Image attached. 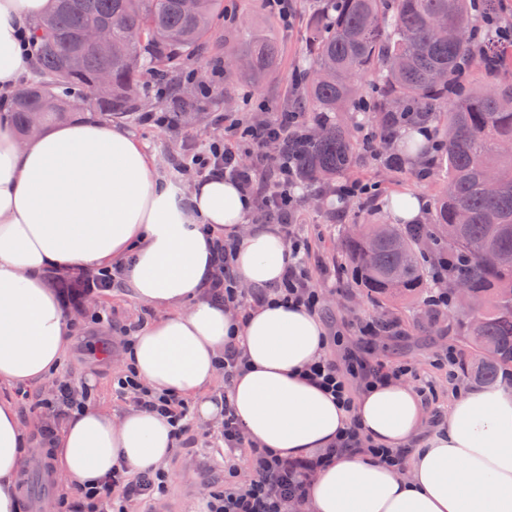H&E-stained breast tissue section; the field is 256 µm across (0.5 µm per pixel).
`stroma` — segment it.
Segmentation results:
<instances>
[{
	"label": "stroma",
	"mask_w": 512,
	"mask_h": 512,
	"mask_svg": "<svg viewBox=\"0 0 512 512\" xmlns=\"http://www.w3.org/2000/svg\"><path fill=\"white\" fill-rule=\"evenodd\" d=\"M291 5L293 18L286 22L270 13L263 0H224V16L198 69L200 77L211 87L209 93L199 96L201 121L198 125L158 126L142 117L122 120V127L141 141L167 178L185 184L193 181L194 172L181 166L188 150L228 139L226 98L235 99L238 111L246 116L264 122L276 121L290 79L299 70L307 27L318 11L317 0H291ZM255 33L264 34L283 49L278 70L257 86L242 82L240 76L227 66L228 59L243 49L248 36ZM349 177L377 184V196L338 200L329 190L298 182L290 189L291 194L300 199L295 222L308 246L314 280L322 291L324 308L333 323L391 321L395 328L390 335L375 342L360 344L355 337H346L344 345L331 348L330 354L340 362L346 348L357 345L371 362L385 364L391 369L410 367L414 374L430 381L436 407L447 411L458 392L475 385L465 374L459 375L456 384H449L446 372L438 367L447 351L460 354L466 351L457 326L447 313L432 314L423 301L408 299L390 303L368 295L350 277V262L340 247L341 237L351 225L388 222L386 201L391 195L413 191L430 202L444 182L437 171L427 168L424 163L394 172L371 157L357 163ZM92 307L109 314L112 324L96 329L92 334H76L60 374L79 385L85 384L87 378H94L95 408L108 412L124 411L129 404L112 386V379L117 374L116 364L95 353L93 347L99 337L119 335L122 327L139 329L153 318L154 312L137 301L123 283L96 295ZM52 385V380L48 379L26 388L0 386V401L15 402L21 419L30 429L31 444L25 451L26 457H33L38 451L45 417L39 401ZM218 429L215 423L195 426L193 446H176L168 465L171 480L165 496L154 504V512H199L201 498L207 489L223 484L224 456L214 439Z\"/></svg>",
	"instance_id": "obj_1"
}]
</instances>
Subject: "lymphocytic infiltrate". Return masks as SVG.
<instances>
[{"label": "lymphocytic infiltrate", "instance_id": "1", "mask_svg": "<svg viewBox=\"0 0 512 512\" xmlns=\"http://www.w3.org/2000/svg\"><path fill=\"white\" fill-rule=\"evenodd\" d=\"M302 132L303 123L298 113L288 115L287 123L246 124L232 119L229 128L240 143H263L282 141L284 126ZM239 143V145H240ZM239 145L221 140L213 141L204 151L195 153L190 159L191 167L210 174H218L236 182L250 198L255 213L267 223L281 225L290 247V260L279 287L266 288L253 294L240 289L232 270L233 246L227 242L216 246L218 274L212 280L208 293L214 301L224 306L247 311L252 305L272 299H282L305 306L310 311H319L321 294L311 274L305 267L302 250L304 244L293 224V197L288 187L291 183L293 163L284 155L274 156L255 151L244 156ZM274 171L278 179L276 190L266 188L267 171ZM121 268L97 272H75L69 287L58 289L57 295L65 309L89 315L92 324H103L100 313L88 312L86 305L94 295L109 291L118 284ZM311 379L337 399L345 409L353 407L354 385L366 386L383 379L379 368L350 357L347 365H337L329 357L320 359L309 369ZM116 392L126 398L135 408L161 415L171 422L176 441L193 430V416L187 402L169 392H157L142 385L134 369H127L115 380ZM93 398L86 388L75 386L66 379L56 380L40 406L45 411V422L41 429V453L52 459V444L60 424L72 413L92 405ZM224 445V455L230 458L228 480L219 488L208 490L203 497L202 512H303L306 482L314 471L327 462L336 452L363 447L364 442L357 424H350L337 440L334 448L306 462H290L274 454L272 450L248 445L242 435L232 408H225L224 420L219 431ZM247 448V466L250 477L237 481L238 468L233 465L239 448ZM170 474L164 469H150L130 473L126 468L113 469L97 484L72 485L68 495L59 501L62 512H128L132 502L158 500L167 490Z\"/></svg>", "mask_w": 512, "mask_h": 512}]
</instances>
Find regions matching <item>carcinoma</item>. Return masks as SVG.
<instances>
[{"mask_svg":"<svg viewBox=\"0 0 512 512\" xmlns=\"http://www.w3.org/2000/svg\"><path fill=\"white\" fill-rule=\"evenodd\" d=\"M472 0H322L305 51L310 67L296 75L287 112L321 114L317 132L289 138L283 149L294 160L295 177L311 186H328L349 173L356 146L335 112H349L360 99L353 90L358 79H378L385 140L399 126L401 114L432 122L444 131L440 159L446 165L453 193L438 195L431 222L390 225L389 235L404 242L401 257L389 240L372 246L366 239H342L352 273L370 295L394 302L418 298L431 287L432 267L443 257L452 260L448 287L471 289L477 312L459 318V329L470 349L467 367L474 380L494 384L512 376V266H489L482 250L494 246L512 253V83L479 94L458 90L448 97L461 66L479 64L486 72L512 70V42L482 40L473 54L471 42L480 18ZM224 0H198L187 13L180 0H52L48 13L33 28L38 58L34 78L14 97L8 119L27 136L29 114L44 109L42 123L67 120L72 111L91 107L100 115L130 117L142 110L144 75L168 79L187 63L199 61L205 44L216 34ZM107 26L116 51L105 59L94 50L76 52L78 38L89 27ZM281 47L250 36L241 56L250 60L242 76L258 81L276 68ZM112 69V105L95 102L94 84L100 70ZM428 152L425 143L403 141L385 153L383 164L396 171L404 160ZM497 168L501 188L487 192L484 171ZM461 225L458 239L448 242L439 230Z\"/></svg>","mask_w":512,"mask_h":512,"instance_id":"1","label":"carcinoma"}]
</instances>
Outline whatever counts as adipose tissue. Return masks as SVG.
<instances>
[{"mask_svg": "<svg viewBox=\"0 0 512 512\" xmlns=\"http://www.w3.org/2000/svg\"><path fill=\"white\" fill-rule=\"evenodd\" d=\"M48 5L0 0L1 91L32 68L22 39ZM250 212L235 182L208 175L182 188L132 134L92 116L25 141L0 120V385L44 381L65 361L76 320L48 288V272L119 265L133 296L162 312L121 361L145 386L191 400L200 423L222 421L232 406L249 442L291 461L319 455L353 421L383 448L421 439L404 469L360 451L332 458L310 479L307 512H512V388L465 392L430 433L419 394L397 379L361 391L348 411L305 375L327 348L314 312L269 302L241 315L206 297L219 239L236 245L239 285L280 284L288 244L276 225L249 223ZM229 344L243 367L223 403L209 389ZM28 445L15 404L0 402V512H21L16 478ZM54 448L63 478L93 484L119 465L166 467L175 439L153 413L89 408Z\"/></svg>", "mask_w": 512, "mask_h": 512, "instance_id": "obj_1", "label": "adipose tissue"}]
</instances>
